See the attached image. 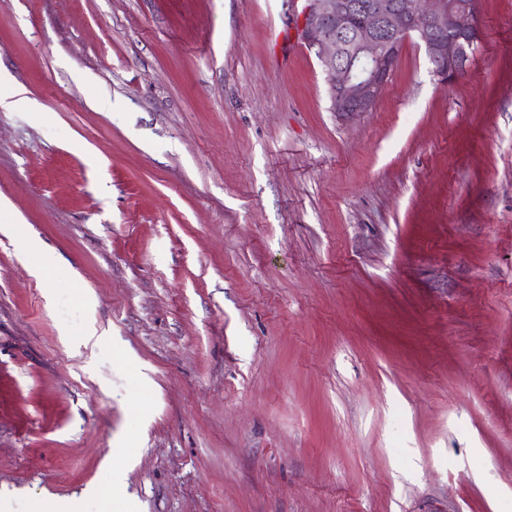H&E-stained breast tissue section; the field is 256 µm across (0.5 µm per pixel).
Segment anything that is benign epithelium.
Masks as SVG:
<instances>
[{
    "mask_svg": "<svg viewBox=\"0 0 512 512\" xmlns=\"http://www.w3.org/2000/svg\"><path fill=\"white\" fill-rule=\"evenodd\" d=\"M297 34L326 75L331 110L370 112L407 42L438 81H455L481 44L479 0H302Z\"/></svg>",
    "mask_w": 512,
    "mask_h": 512,
    "instance_id": "obj_1",
    "label": "benign epithelium"
}]
</instances>
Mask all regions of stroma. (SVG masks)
I'll return each mask as SVG.
<instances>
[{
	"instance_id": "1",
	"label": "stroma",
	"mask_w": 512,
	"mask_h": 512,
	"mask_svg": "<svg viewBox=\"0 0 512 512\" xmlns=\"http://www.w3.org/2000/svg\"><path fill=\"white\" fill-rule=\"evenodd\" d=\"M301 8L0 0V512H512V0L347 115Z\"/></svg>"
}]
</instances>
